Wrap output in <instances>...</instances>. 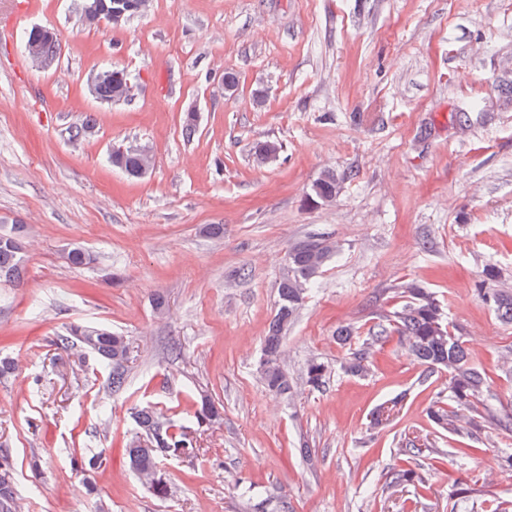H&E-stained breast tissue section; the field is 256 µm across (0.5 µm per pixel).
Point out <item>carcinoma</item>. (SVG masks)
<instances>
[{
  "mask_svg": "<svg viewBox=\"0 0 512 512\" xmlns=\"http://www.w3.org/2000/svg\"><path fill=\"white\" fill-rule=\"evenodd\" d=\"M280 150L281 145L275 141L259 142L254 147L253 161L258 166L266 165ZM153 165L151 148L141 144L127 153L120 170L130 178L140 179L143 170H150ZM344 178L345 175L333 169L323 171L311 189L313 205H330L336 201ZM25 233L26 225L16 224L12 232L0 234V282L17 286L23 281L26 259L22 239ZM335 254L336 244L326 237L309 236L288 248L284 272L277 284V307L263 336L261 354L256 362L259 379L276 396L292 397L300 383L320 390L329 378V366L316 358L307 362L299 378H294L285 369L281 352L284 335L304 307L311 282ZM63 256L72 267H83L94 261L93 256L78 244L66 246ZM399 290L404 297L401 306L393 312L387 325L370 333L351 349L343 368L353 375L369 374L376 353L392 337H397L399 344L426 371L448 375V401L435 402L429 417L440 429L461 433L473 424L466 411L488 388L486 374L472 363L461 337L449 331L445 313L432 293L410 282L399 286ZM478 296L494 309L504 325H512V284L496 267L488 266L483 270ZM55 345L72 352L74 363L80 368L90 355L102 362L109 370L108 388L111 392L117 393L125 387L132 363V347L126 336L108 328L74 322L65 335L57 337ZM194 419L198 427L215 430L221 425L222 412L204 396ZM134 421L139 432L124 445L127 463L156 497L171 498L176 494V488L159 468L160 458H193L199 452L197 440L188 428L174 426L163 409L155 405L137 409ZM98 461L99 457L93 456L75 467L91 492L95 491L93 475ZM12 470L10 458L0 455V512H21ZM421 482L423 479L415 469H397L390 473L386 488Z\"/></svg>",
  "mask_w": 512,
  "mask_h": 512,
  "instance_id": "1",
  "label": "carcinoma"
}]
</instances>
